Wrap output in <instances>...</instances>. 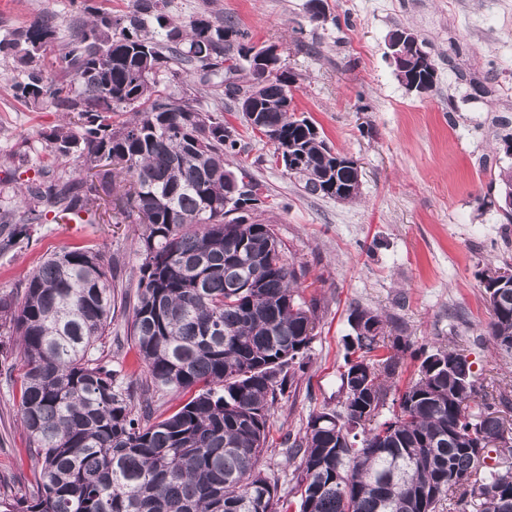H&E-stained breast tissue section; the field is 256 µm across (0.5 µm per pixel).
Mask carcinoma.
I'll list each match as a JSON object with an SVG mask.
<instances>
[{"label": "carcinoma", "instance_id": "1", "mask_svg": "<svg viewBox=\"0 0 512 512\" xmlns=\"http://www.w3.org/2000/svg\"><path fill=\"white\" fill-rule=\"evenodd\" d=\"M167 6L133 0L121 15L85 6L89 18L75 25L60 80L42 64L53 14L0 38V55L26 74L15 97L65 113L44 135L48 155L82 161L69 173L44 172L17 195L19 207L0 208V253L30 239L50 214L92 213V199L112 196L130 176L124 215L144 224L131 333L146 368L135 385L104 362L98 342L112 322V259L99 251L51 254L28 275L20 307L0 296V337L23 362L20 413L39 464L24 494L0 493V512H288L279 477L261 458L271 410L293 385L291 368L304 366L317 302L301 297L300 273L272 225L229 216L232 183L258 188L246 170L226 167L234 129L193 99L162 93L160 77L179 84L193 69L236 101L253 93L274 152L299 154L293 177L308 194L333 197L340 188L352 199L358 175L289 108L283 67L266 78L248 67L246 88L231 80L248 54L231 20L178 24ZM406 52L419 84L433 89L434 60L421 65L413 47ZM121 112L132 117L117 125ZM104 157L116 164L106 167ZM484 294L487 334L509 354L512 296L497 306L490 286ZM349 319L367 335L348 345L358 349L340 373L348 391L338 407L311 414L286 448L299 459L288 480L299 512H512V467L474 464L472 449L502 417L467 357L419 348L417 378L390 400L388 379L409 345L400 336L387 345L384 321L369 309L356 307ZM192 388L163 419L133 412L136 391L148 408ZM452 427L460 439L448 438Z\"/></svg>", "mask_w": 512, "mask_h": 512}]
</instances>
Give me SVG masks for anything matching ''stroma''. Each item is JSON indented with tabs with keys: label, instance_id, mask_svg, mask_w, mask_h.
<instances>
[{
	"label": "stroma",
	"instance_id": "35a3bbf8",
	"mask_svg": "<svg viewBox=\"0 0 512 512\" xmlns=\"http://www.w3.org/2000/svg\"><path fill=\"white\" fill-rule=\"evenodd\" d=\"M327 18L311 20L307 0H168L187 22L218 15L248 33V45L278 47L291 77L297 113L313 121L333 149L360 169L347 201L306 193L275 165L267 139L245 126L231 100L191 75L198 109L219 112L238 133L227 159L246 166L261 187L258 215L272 225L289 262L304 267V298L320 302L306 365L270 417L264 465L280 476L295 469L283 452L287 435L304 433L310 414L335 407L344 368L348 316L360 306L379 314L388 333L413 345L463 353L485 392L512 400V356L494 349L481 284L489 268L512 267V223L500 205L501 148L512 134V0H327ZM57 15L43 65L61 73V52L83 19L71 0H0V35ZM412 29L437 65L433 91L417 96L399 83L387 39ZM22 76L0 57V204L40 171L56 169L43 132L64 121L52 105L33 109L13 94ZM107 220H46L28 241L0 254V296L22 304L27 275L48 254L92 248L112 258L115 305L103 350L113 368L132 375L142 363L130 334L141 225L114 204ZM21 360L0 345V482L21 491L36 461L19 412Z\"/></svg>",
	"mask_w": 512,
	"mask_h": 512
}]
</instances>
